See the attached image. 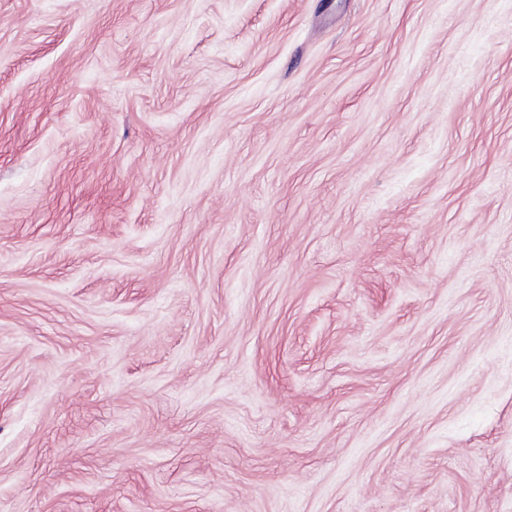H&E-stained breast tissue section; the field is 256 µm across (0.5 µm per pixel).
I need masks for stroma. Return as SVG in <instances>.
I'll return each instance as SVG.
<instances>
[{"label":"stroma","instance_id":"1","mask_svg":"<svg viewBox=\"0 0 512 512\" xmlns=\"http://www.w3.org/2000/svg\"><path fill=\"white\" fill-rule=\"evenodd\" d=\"M0 512H512V0H0Z\"/></svg>","mask_w":512,"mask_h":512}]
</instances>
